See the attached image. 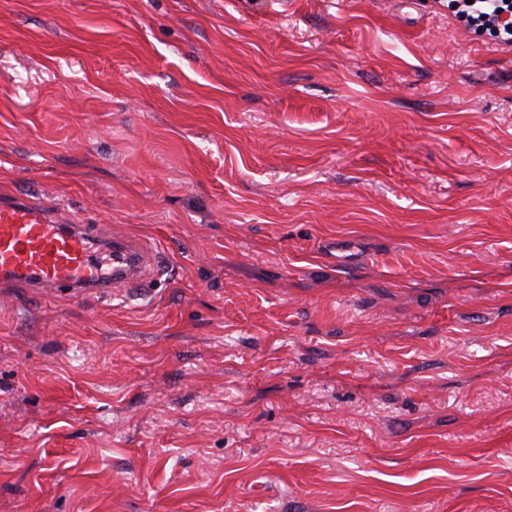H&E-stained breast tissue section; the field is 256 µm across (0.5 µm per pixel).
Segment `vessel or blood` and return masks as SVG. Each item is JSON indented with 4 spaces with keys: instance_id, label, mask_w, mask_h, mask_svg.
<instances>
[{
    "instance_id": "1",
    "label": "vessel or blood",
    "mask_w": 512,
    "mask_h": 512,
    "mask_svg": "<svg viewBox=\"0 0 512 512\" xmlns=\"http://www.w3.org/2000/svg\"><path fill=\"white\" fill-rule=\"evenodd\" d=\"M102 247L97 231L81 217H65L28 198L0 197L1 284L88 294L151 279L150 247L113 240L108 271L96 256Z\"/></svg>"
}]
</instances>
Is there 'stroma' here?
<instances>
[{
	"label": "stroma",
	"mask_w": 512,
	"mask_h": 512,
	"mask_svg": "<svg viewBox=\"0 0 512 512\" xmlns=\"http://www.w3.org/2000/svg\"><path fill=\"white\" fill-rule=\"evenodd\" d=\"M0 193L159 268L0 286V512H512V52L449 0H0Z\"/></svg>",
	"instance_id": "1"
}]
</instances>
